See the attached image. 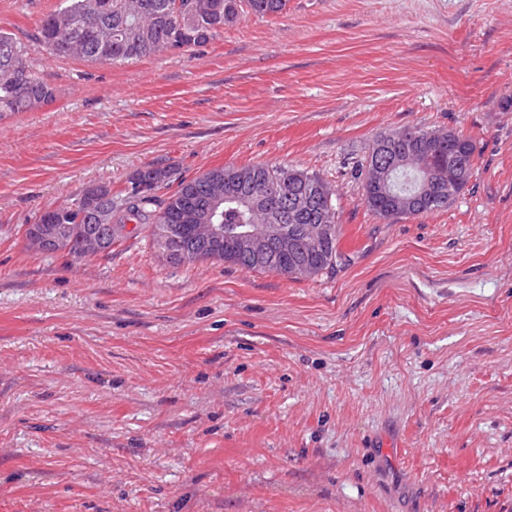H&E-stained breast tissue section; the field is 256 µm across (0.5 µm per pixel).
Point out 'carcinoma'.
Instances as JSON below:
<instances>
[{
	"mask_svg": "<svg viewBox=\"0 0 512 512\" xmlns=\"http://www.w3.org/2000/svg\"><path fill=\"white\" fill-rule=\"evenodd\" d=\"M288 0H61L60 6L45 15L37 27L34 42L55 57H76L91 62L125 63L160 54H185L203 46L248 15L268 16L283 12ZM55 89L41 76L31 61L27 45L14 34L0 29V117L6 113L29 112L52 104ZM430 132L405 128L379 136L368 145L364 161L355 166L362 178L368 208L383 219L398 214L394 201L415 194L427 176L448 179V160L466 166L473 174L475 146L454 132L439 131L443 145L427 140ZM391 140L397 151L414 154L420 165L398 168L391 174L389 189L373 194L368 187L371 157L376 146ZM456 151H448V142ZM172 170L145 167L130 183H146L150 192H126L119 205L112 203V186L103 183L87 187L71 203L55 208L53 217L37 214L38 235L53 239L51 252L75 257L89 255L84 229L89 224H148L152 244L173 264L222 261L249 270H265L292 275L299 264L306 276L332 270L340 258L335 193H325V180L318 174L277 164L222 166L192 179H181L177 189L152 208L151 192L171 182ZM222 205L216 223L240 231L244 224L261 221L244 199L263 194L274 209L282 202L318 194L320 199L294 220H283L288 233L296 235L303 224H326L328 233L307 251L288 255L252 254L233 236L202 241L196 228L183 224V213L193 204L206 205L214 194Z\"/></svg>",
	"mask_w": 512,
	"mask_h": 512,
	"instance_id": "obj_1",
	"label": "carcinoma"
}]
</instances>
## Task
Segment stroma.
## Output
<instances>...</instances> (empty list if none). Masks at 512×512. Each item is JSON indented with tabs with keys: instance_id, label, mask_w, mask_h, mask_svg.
Wrapping results in <instances>:
<instances>
[{
	"instance_id": "stroma-1",
	"label": "stroma",
	"mask_w": 512,
	"mask_h": 512,
	"mask_svg": "<svg viewBox=\"0 0 512 512\" xmlns=\"http://www.w3.org/2000/svg\"><path fill=\"white\" fill-rule=\"evenodd\" d=\"M31 56L56 100L0 118V512H512V0H288L186 55ZM404 128L475 168L387 221L352 167ZM259 163L334 188V271L171 266L144 224L28 245L89 185Z\"/></svg>"
}]
</instances>
